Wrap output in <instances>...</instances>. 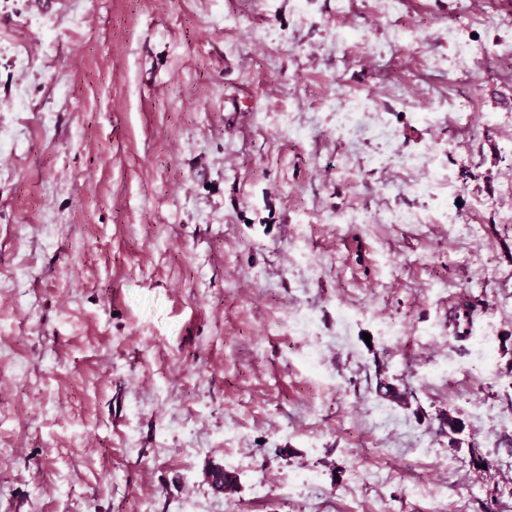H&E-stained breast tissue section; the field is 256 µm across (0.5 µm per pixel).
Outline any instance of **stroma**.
<instances>
[{
	"mask_svg": "<svg viewBox=\"0 0 512 512\" xmlns=\"http://www.w3.org/2000/svg\"><path fill=\"white\" fill-rule=\"evenodd\" d=\"M511 184L512 0H0V512H512Z\"/></svg>",
	"mask_w": 512,
	"mask_h": 512,
	"instance_id": "35a3bbf8",
	"label": "stroma"
}]
</instances>
